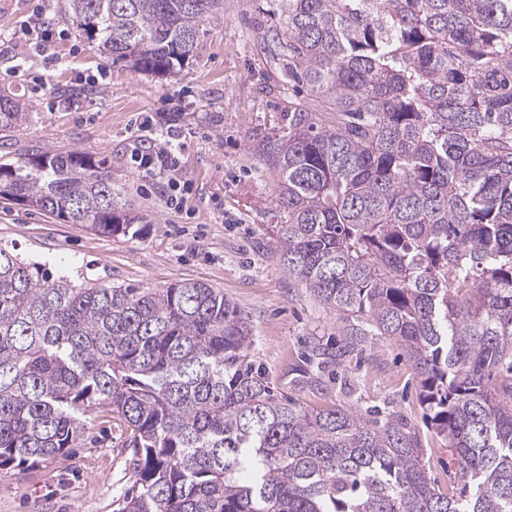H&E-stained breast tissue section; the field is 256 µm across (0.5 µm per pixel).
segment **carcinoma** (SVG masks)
<instances>
[{
  "label": "carcinoma",
  "instance_id": "1",
  "mask_svg": "<svg viewBox=\"0 0 512 512\" xmlns=\"http://www.w3.org/2000/svg\"><path fill=\"white\" fill-rule=\"evenodd\" d=\"M87 42L178 72L224 0H66ZM266 53L321 112L254 151L276 176L288 274L411 362L456 485L401 415L301 407L249 360L250 327L202 282L131 287L0 244V467L79 447L109 412L135 481L118 512H512V0H267ZM26 113L0 96V133ZM0 197L102 236L143 216L83 152L0 163Z\"/></svg>",
  "mask_w": 512,
  "mask_h": 512
}]
</instances>
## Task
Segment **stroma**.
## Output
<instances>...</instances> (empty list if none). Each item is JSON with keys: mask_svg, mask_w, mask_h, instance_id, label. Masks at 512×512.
I'll use <instances>...</instances> for the list:
<instances>
[{"mask_svg": "<svg viewBox=\"0 0 512 512\" xmlns=\"http://www.w3.org/2000/svg\"><path fill=\"white\" fill-rule=\"evenodd\" d=\"M264 0H224L199 26L197 47L182 69L158 76L99 56L65 12L47 0L63 40L56 66L34 52L42 31L30 0H0V94L28 114L23 128L0 139V162L41 152L82 151L105 163L126 201L144 220L131 233L105 237L64 223L20 201L0 199V241L49 271L69 266L85 279L160 288L200 281L223 290L249 318L250 360L277 391L307 409L355 403L394 410L421 435L432 480L446 487L457 462L437 437L420 387L401 348L384 338L329 365L316 389L300 385L303 352L336 342L342 323L280 265L272 248L280 221L274 178L254 145L281 134L297 99L260 47ZM177 122L178 150L190 192L183 211L165 205L164 187L130 158L136 123ZM115 422L87 418L84 442L64 458L20 470L0 469V512H118L134 478Z\"/></svg>", "mask_w": 512, "mask_h": 512, "instance_id": "stroma-1", "label": "stroma"}]
</instances>
